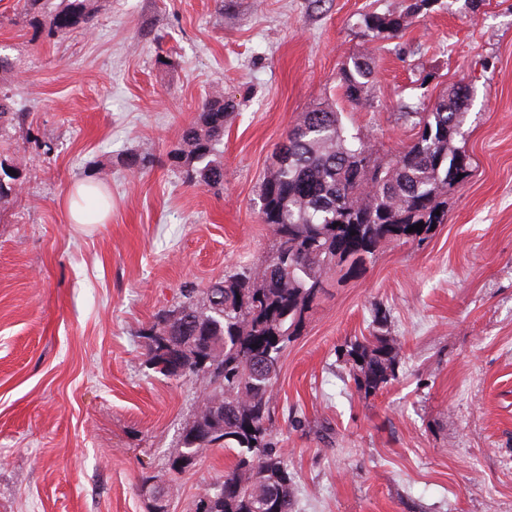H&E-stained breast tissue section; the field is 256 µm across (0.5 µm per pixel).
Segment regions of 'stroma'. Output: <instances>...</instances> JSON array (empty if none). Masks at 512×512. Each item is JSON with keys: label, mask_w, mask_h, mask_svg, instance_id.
I'll return each mask as SVG.
<instances>
[{"label": "stroma", "mask_w": 512, "mask_h": 512, "mask_svg": "<svg viewBox=\"0 0 512 512\" xmlns=\"http://www.w3.org/2000/svg\"><path fill=\"white\" fill-rule=\"evenodd\" d=\"M412 0H97L91 28L36 37L0 0V87L23 123L0 126L21 185L0 204V512H148L199 394L145 363V334L182 289L203 288L272 242L259 214L274 152L303 112L335 107L389 162L405 113L471 85V177L422 243L386 242L329 277L280 358L272 428L295 476L294 512H512V0H433L375 37L364 15ZM376 64L365 101L341 68ZM226 101L224 186L171 164L206 97ZM35 134L49 146L28 149ZM149 155L144 167L134 157ZM112 204L73 224L75 181ZM383 324L396 377L358 393L341 350ZM208 448L169 486L170 512L235 463Z\"/></svg>", "instance_id": "35a3bbf8"}]
</instances>
